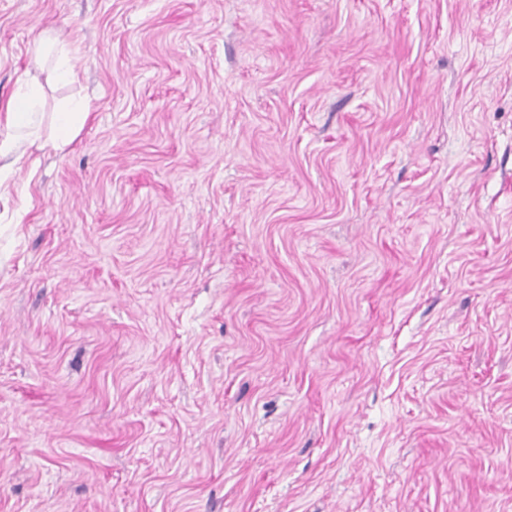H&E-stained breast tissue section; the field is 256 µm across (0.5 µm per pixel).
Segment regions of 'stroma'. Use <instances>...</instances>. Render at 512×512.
Wrapping results in <instances>:
<instances>
[{"label": "stroma", "instance_id": "35a3bbf8", "mask_svg": "<svg viewBox=\"0 0 512 512\" xmlns=\"http://www.w3.org/2000/svg\"><path fill=\"white\" fill-rule=\"evenodd\" d=\"M28 71L0 512H512V0H0ZM50 53L56 58V66L53 70L55 79L64 84L73 82L76 79L77 57L70 45L62 40L54 29L44 31L40 37L35 50L34 66L41 67ZM41 87L27 79L20 87L17 96L6 107L4 137L0 138V157L17 154L23 156L27 149H43L51 146L63 151L80 133L90 112L82 100L68 101L60 112H54L50 133L42 130V117L38 112Z\"/></svg>", "mask_w": 512, "mask_h": 512}]
</instances>
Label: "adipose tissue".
Masks as SVG:
<instances>
[{"instance_id":"obj_1","label":"adipose tissue","mask_w":512,"mask_h":512,"mask_svg":"<svg viewBox=\"0 0 512 512\" xmlns=\"http://www.w3.org/2000/svg\"><path fill=\"white\" fill-rule=\"evenodd\" d=\"M55 56L53 75L58 82L75 80L77 57L70 45L62 40L56 30L43 32L35 50L34 64L42 66L48 56ZM41 87L32 80H25L17 96L6 107L7 132L0 138V157L24 155L27 149L52 147L61 151L69 146L80 133L89 117L83 101H69L55 113L50 131H43L42 117L38 110Z\"/></svg>"}]
</instances>
